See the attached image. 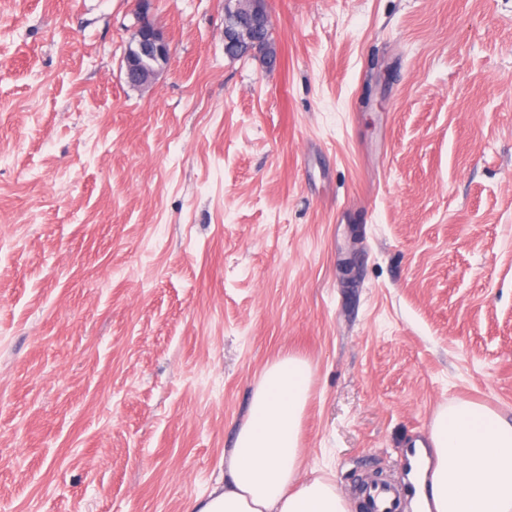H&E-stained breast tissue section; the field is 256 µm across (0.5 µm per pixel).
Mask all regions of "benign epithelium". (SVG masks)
<instances>
[{
  "mask_svg": "<svg viewBox=\"0 0 512 512\" xmlns=\"http://www.w3.org/2000/svg\"><path fill=\"white\" fill-rule=\"evenodd\" d=\"M151 2L134 0L136 26L124 54V68L127 83L135 87H149L172 54L169 40L150 18Z\"/></svg>",
  "mask_w": 512,
  "mask_h": 512,
  "instance_id": "benign-epithelium-1",
  "label": "benign epithelium"
}]
</instances>
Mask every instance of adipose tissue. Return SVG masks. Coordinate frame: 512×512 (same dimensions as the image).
Returning <instances> with one entry per match:
<instances>
[{"instance_id":"adipose-tissue-1","label":"adipose tissue","mask_w":512,"mask_h":512,"mask_svg":"<svg viewBox=\"0 0 512 512\" xmlns=\"http://www.w3.org/2000/svg\"><path fill=\"white\" fill-rule=\"evenodd\" d=\"M310 391L302 358L268 363L235 437L224 483L193 512H349L334 484L301 473ZM434 466L421 479L425 512H512V421L478 404L441 409L428 437Z\"/></svg>"}]
</instances>
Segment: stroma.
<instances>
[{"label": "stroma", "mask_w": 512, "mask_h": 512, "mask_svg": "<svg viewBox=\"0 0 512 512\" xmlns=\"http://www.w3.org/2000/svg\"><path fill=\"white\" fill-rule=\"evenodd\" d=\"M0 0V512H188L265 366L353 498L470 402L512 420V0ZM151 2L134 0L136 26L123 61L125 79L135 87H149L172 54L169 40L150 18ZM226 22H232L235 24L240 40L232 43L225 48L224 53L231 58H238L248 55L250 53L245 52L247 44L251 43V40H259V45L263 49V55L271 53L270 47L274 46V40L272 37V25H267L264 20H255L254 22L248 21V23L237 24L231 16L228 20L224 19V25Z\"/></svg>", "instance_id": "stroma-1"}]
</instances>
